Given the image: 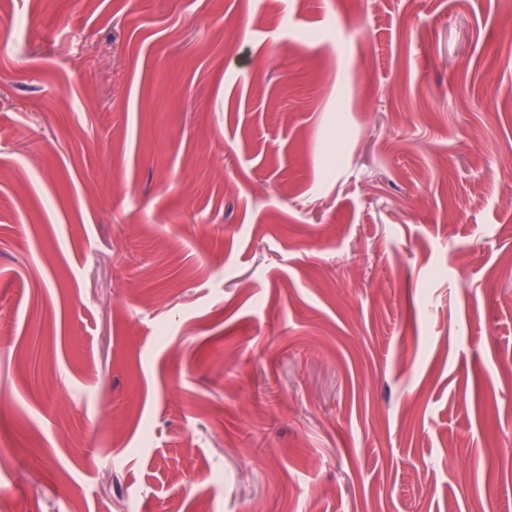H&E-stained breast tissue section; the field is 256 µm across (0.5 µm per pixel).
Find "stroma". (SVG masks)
I'll return each instance as SVG.
<instances>
[{
    "label": "stroma",
    "mask_w": 512,
    "mask_h": 512,
    "mask_svg": "<svg viewBox=\"0 0 512 512\" xmlns=\"http://www.w3.org/2000/svg\"><path fill=\"white\" fill-rule=\"evenodd\" d=\"M508 434L512 0H0V512H512Z\"/></svg>",
    "instance_id": "stroma-1"
}]
</instances>
